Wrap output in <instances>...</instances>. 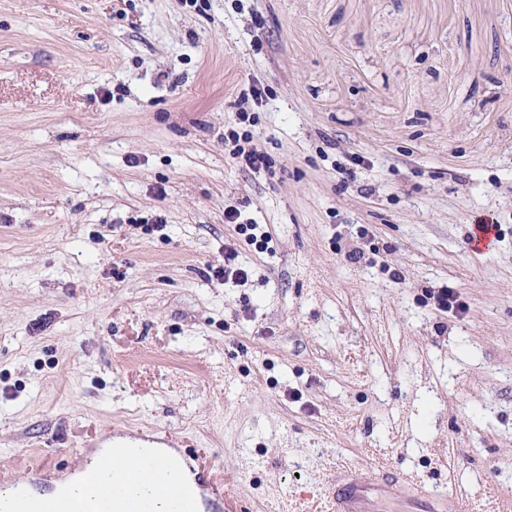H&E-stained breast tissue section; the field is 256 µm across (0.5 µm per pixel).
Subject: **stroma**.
<instances>
[{"label": "stroma", "instance_id": "1", "mask_svg": "<svg viewBox=\"0 0 512 512\" xmlns=\"http://www.w3.org/2000/svg\"><path fill=\"white\" fill-rule=\"evenodd\" d=\"M141 431L251 512L512 493V0H0V469ZM227 140L232 144L231 154L233 157L241 159L253 172H260L261 169L266 167L267 160L265 157L253 150H246L245 146L241 144V136L235 131L230 132ZM238 252L234 247L228 246L224 249V266L216 268V276H223L224 280H235L239 282L248 280V272L236 264ZM430 296L434 298L439 309L454 317H459L466 312L465 304L460 301L455 289L448 285L438 288L437 292H431ZM383 471L374 481H362L349 474L328 475L324 479L325 490L319 497L308 502L304 508L285 503L282 511L299 512H378L377 504L386 496L391 484L387 464L377 465Z\"/></svg>", "mask_w": 512, "mask_h": 512}]
</instances>
